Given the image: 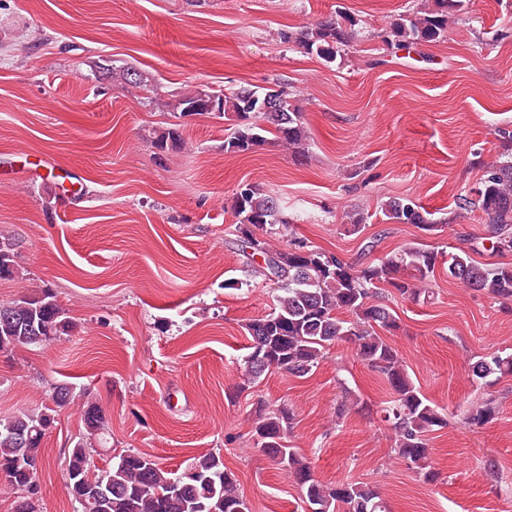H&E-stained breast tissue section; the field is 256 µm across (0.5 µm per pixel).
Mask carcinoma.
Segmentation results:
<instances>
[{
  "mask_svg": "<svg viewBox=\"0 0 512 512\" xmlns=\"http://www.w3.org/2000/svg\"><path fill=\"white\" fill-rule=\"evenodd\" d=\"M474 0H417L414 6L394 17L377 33L383 50L395 54L440 42L459 21L472 12ZM360 19L344 8L311 25L278 33L279 41L327 64L357 42ZM98 77L112 86L133 92L152 93L151 102L161 112L180 117L190 109L215 99L234 124L224 138V151L247 154L268 143L288 150L298 161L309 158L308 129L300 91L286 83L273 87L240 86L230 92L193 87L163 94L144 72L128 63L111 61L100 67ZM266 103L270 112H255L253 105ZM503 151L493 161H476L482 169L473 198H463L461 206L479 209L488 224L487 240L497 254L512 253V130H498ZM157 155L181 150L186 142L178 129L168 128L152 140ZM232 210L237 219V250L251 275L262 278L277 292L272 311L250 322L251 338L245 357V378L251 383L270 369L305 377L319 365L326 350L339 340L355 344L356 358L377 372L390 387L393 399L383 409V421L393 434V452L427 482L437 479L429 463L427 435L446 424L447 417L433 406L415 385L398 350L380 336L376 328L396 331L400 325L383 301L384 289L391 288L413 301L429 296V285L439 263L448 260V278L506 304L512 302V263H480L459 250L446 253L431 245L410 243L382 259L356 264L318 250L290 232L283 247H274L260 237L266 225L288 227L278 198L252 183L238 186ZM383 215L393 224H415L432 234L441 230L448 218H436L417 201L405 196H389L381 203ZM368 214L359 208L344 212L348 231H360ZM0 243L13 249L0 254V280L12 279L20 268L19 241L0 235ZM71 317L58 303L50 288H38L0 303V352L18 347L44 345L73 331ZM474 379L485 381L512 376V353H492L470 364ZM75 388L68 383L54 387L55 407L37 413H21L0 419V432L32 435L33 451L43 459V442L55 423L56 409L74 399ZM491 398L468 410L465 423L480 428L495 416ZM85 433L68 450L70 483L64 486L81 512H249L235 474L224 467L218 455H206L178 474L160 466L141 453L125 451L98 476L90 474L89 457L95 447H104L109 435V419L93 399L82 405ZM294 420L285 407L261 409L252 422L254 447L276 469L300 487L308 512H390L387 502L374 485L335 484L318 481L310 462L288 445V432ZM25 449L0 436V474L17 491L13 512H39L36 473L17 467Z\"/></svg>",
  "mask_w": 512,
  "mask_h": 512,
  "instance_id": "carcinoma-1",
  "label": "carcinoma"
}]
</instances>
